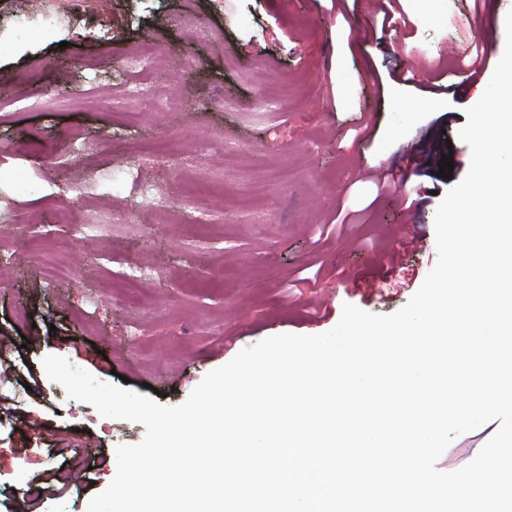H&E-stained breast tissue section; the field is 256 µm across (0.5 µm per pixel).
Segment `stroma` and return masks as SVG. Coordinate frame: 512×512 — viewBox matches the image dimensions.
I'll list each match as a JSON object with an SVG mask.
<instances>
[{"label":"stroma","mask_w":512,"mask_h":512,"mask_svg":"<svg viewBox=\"0 0 512 512\" xmlns=\"http://www.w3.org/2000/svg\"><path fill=\"white\" fill-rule=\"evenodd\" d=\"M405 0L407 28L382 27L373 0H91L52 30L16 38L15 0H0V512H87L112 480L118 446L139 423L68 397L42 360L66 358L99 381L180 405L244 347L283 333L316 335L343 304L402 308L437 262L406 253L380 278L371 233L393 241L418 220L434 232L442 197L468 172L459 138L482 91L435 94L452 17L465 16L502 55L497 12L512 0ZM194 17L179 27L181 15ZM164 55L149 80L178 91L161 112L128 94L126 57ZM417 71L415 85L392 79ZM443 129L450 178L411 176L377 193L376 161L404 160ZM423 195L415 212L405 199ZM369 210L341 236L338 214ZM31 223L18 224V211ZM76 214L60 224L57 213ZM153 276L127 281L128 257ZM498 428L457 436L443 471L475 458Z\"/></svg>","instance_id":"1"}]
</instances>
